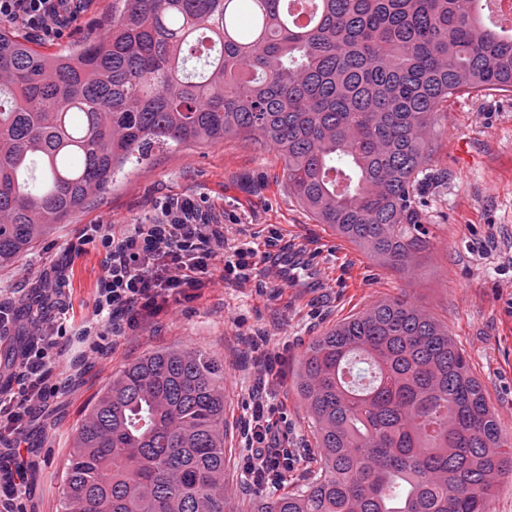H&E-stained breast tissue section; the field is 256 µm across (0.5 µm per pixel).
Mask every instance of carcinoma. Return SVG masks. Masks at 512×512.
<instances>
[{
  "instance_id": "obj_1",
  "label": "carcinoma",
  "mask_w": 512,
  "mask_h": 512,
  "mask_svg": "<svg viewBox=\"0 0 512 512\" xmlns=\"http://www.w3.org/2000/svg\"><path fill=\"white\" fill-rule=\"evenodd\" d=\"M114 0L106 32L44 55L0 24V268L157 144L276 151L319 224L399 275L427 255L436 114L512 93V28L474 0ZM311 477L248 512H490L512 436L432 314L378 300L307 347L294 383ZM224 369L200 349L127 364L75 429L60 512H236Z\"/></svg>"
}]
</instances>
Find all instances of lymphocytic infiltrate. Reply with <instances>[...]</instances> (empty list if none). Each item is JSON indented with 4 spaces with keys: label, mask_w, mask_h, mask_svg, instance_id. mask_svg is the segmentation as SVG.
Returning <instances> with one entry per match:
<instances>
[{
    "label": "lymphocytic infiltrate",
    "mask_w": 512,
    "mask_h": 512,
    "mask_svg": "<svg viewBox=\"0 0 512 512\" xmlns=\"http://www.w3.org/2000/svg\"><path fill=\"white\" fill-rule=\"evenodd\" d=\"M90 0H0V21L19 23L44 39H58L62 29L86 10ZM80 242L100 243L106 252L104 277L82 327L92 352H102L106 338L127 336L141 323L170 305L195 298L215 258H223L228 273L251 265V253L239 247L225 253L224 234L216 218L193 197L163 202L155 218L112 233L110 225L89 224ZM61 291L44 289L30 320L31 334L12 365L13 386L0 389V512H24L27 477L21 446L37 420L36 411L49 399L69 390L72 381L50 383L60 356L62 329L53 308ZM293 455L283 448L270 423L255 424L246 473L253 484L288 480Z\"/></svg>",
    "instance_id": "obj_1"
}]
</instances>
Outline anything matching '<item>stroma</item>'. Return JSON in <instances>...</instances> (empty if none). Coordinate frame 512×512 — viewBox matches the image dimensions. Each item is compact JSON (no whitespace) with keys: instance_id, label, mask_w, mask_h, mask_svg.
Here are the masks:
<instances>
[{"instance_id":"stroma-1","label":"stroma","mask_w":512,"mask_h":512,"mask_svg":"<svg viewBox=\"0 0 512 512\" xmlns=\"http://www.w3.org/2000/svg\"><path fill=\"white\" fill-rule=\"evenodd\" d=\"M112 21V0H94L55 41L30 30L32 47L59 53L101 36ZM435 161L446 177L426 193L435 239L411 275L381 267L328 225L316 223L289 194L283 159L229 137L218 143L154 146L148 160L126 166L68 223L56 225L34 249L0 268V298L25 314L39 288L66 273L70 310L63 322L60 376H73L69 393L50 401L27 437L34 454L28 471V512H58L71 436L84 411L113 376L145 354L167 347L200 348L224 367L225 414L230 426L224 476L234 506L259 489L243 469L255 394L291 448H313L308 416L293 390L298 361L326 328L371 303L407 296L445 324L464 350L512 433V95L487 92L449 99L438 116ZM196 198L214 210L237 244L252 253L246 282L215 261L197 298L170 307L130 336L90 353L79 335L102 283L99 243L71 247L86 225L104 222L114 233L153 219L161 201ZM298 247L318 263L307 285L278 278L275 260Z\"/></svg>"}]
</instances>
